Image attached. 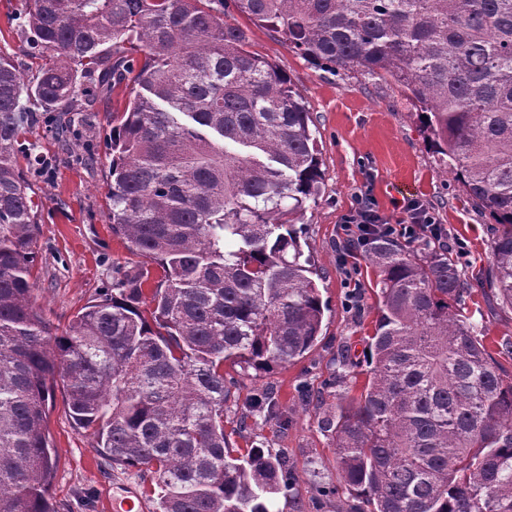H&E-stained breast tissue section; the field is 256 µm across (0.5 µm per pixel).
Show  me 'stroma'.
<instances>
[{"label":"stroma","instance_id":"stroma-1","mask_svg":"<svg viewBox=\"0 0 512 512\" xmlns=\"http://www.w3.org/2000/svg\"><path fill=\"white\" fill-rule=\"evenodd\" d=\"M21 9L22 0H0V52L32 78L38 62L20 38ZM225 19L243 28L254 50L289 77L312 114L323 188L297 226L303 251L315 262L325 311L318 341L303 358L270 372L225 363L224 378L232 387L224 429L231 448L261 444L286 456L293 485L270 499L269 512H352L358 501L348 493L322 494L336 485L338 472L332 437L321 430L318 418L335 407L337 394L362 390L361 383L339 379L336 357L347 343L355 360L364 359V340L377 316V279L363 255L341 256L342 219L364 192L393 224L404 219L406 201H422L451 232L456 246L451 256L471 288L463 313L482 329L488 351L496 354L503 342H512V309L490 301L482 288L490 223L445 173L419 126L413 101L392 80L316 69L234 5H227ZM125 102L119 89L100 99L96 125L71 141L55 135L52 114L38 113L16 154L39 204L32 299L58 335L83 307L143 263L109 227V134L112 112ZM31 143L45 171L32 166L26 150ZM259 392L272 397V416L250 412L246 399ZM46 426L56 451L49 489L55 512H107L108 498L121 496L127 486L142 492L144 512H154L157 497L149 475L138 467L112 465L101 454L89 432L74 425L62 386H55L48 399Z\"/></svg>","mask_w":512,"mask_h":512}]
</instances>
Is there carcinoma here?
<instances>
[{"label":"carcinoma","instance_id":"cac0c4a2","mask_svg":"<svg viewBox=\"0 0 512 512\" xmlns=\"http://www.w3.org/2000/svg\"><path fill=\"white\" fill-rule=\"evenodd\" d=\"M25 80L0 53V512H55L54 386L120 466L145 469L157 512H269L285 457L229 451L224 362L286 365L324 308L294 216L322 184L311 112L289 78L224 21L227 0H26ZM335 74L389 77L476 209L489 214L486 285L512 308V0H234ZM129 100L112 126V234L154 263L84 307L61 336L31 298L38 204L18 171L35 111L60 137ZM370 369L319 423L339 487L367 512H512V372L455 305L469 288L443 241L379 232ZM343 379L358 367L348 346Z\"/></svg>","mask_w":512,"mask_h":512}]
</instances>
